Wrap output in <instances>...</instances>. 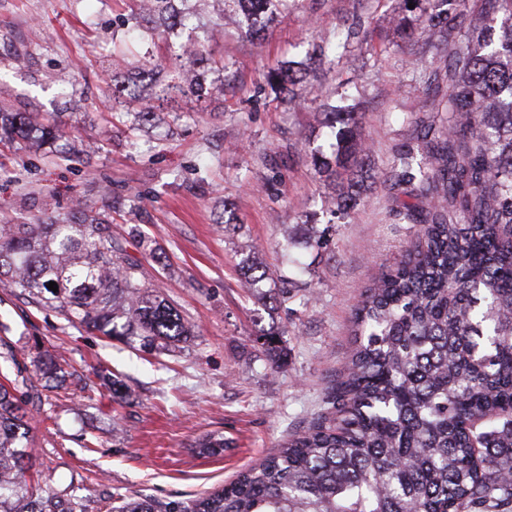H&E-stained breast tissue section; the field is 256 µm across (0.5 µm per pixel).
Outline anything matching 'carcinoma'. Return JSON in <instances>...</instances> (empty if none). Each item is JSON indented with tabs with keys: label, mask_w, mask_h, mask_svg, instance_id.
Here are the masks:
<instances>
[{
	"label": "carcinoma",
	"mask_w": 512,
	"mask_h": 512,
	"mask_svg": "<svg viewBox=\"0 0 512 512\" xmlns=\"http://www.w3.org/2000/svg\"><path fill=\"white\" fill-rule=\"evenodd\" d=\"M137 0V27L174 30L190 13L176 2ZM415 1L427 25L398 21L409 38L449 33L451 47L425 73L449 82L421 144L402 146L389 170L392 187L409 186L426 205L404 203L400 224L416 227L418 244L386 270L354 310V348L325 408L302 433L230 485L180 512H509L512 507V0H480L467 26L440 28L446 7L467 0ZM220 22L232 19L253 39L288 0H215ZM178 82L157 86L158 65L138 70L126 99L163 101L171 93L201 99L211 68L203 44L187 42ZM309 75L303 61L270 69L272 90L292 99ZM328 152L312 155L316 173L336 187L332 213L367 194L373 168L350 112L324 113ZM48 145L66 156L57 122L0 107V140ZM244 287L261 292L273 277L255 256L242 268ZM55 282L58 291L47 285ZM0 287L56 306L104 336L137 338L144 348L190 341L191 326L140 283L137 265L99 218L77 209L67 220L0 225ZM284 331L272 325L256 342L273 363L287 355ZM0 512H86L80 499L34 494L27 471V403L40 398L12 346L0 336ZM44 387L65 381L54 357L36 361ZM199 454L224 452L209 433ZM113 512H174L147 498Z\"/></svg>",
	"instance_id": "cac0c4a2"
}]
</instances>
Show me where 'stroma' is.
<instances>
[{
  "label": "stroma",
  "mask_w": 512,
  "mask_h": 512,
  "mask_svg": "<svg viewBox=\"0 0 512 512\" xmlns=\"http://www.w3.org/2000/svg\"><path fill=\"white\" fill-rule=\"evenodd\" d=\"M396 12V0H288L260 41L226 26L206 51L231 82L148 121L136 118L139 104H113L112 42L132 25L127 0H0V104L54 114L70 134L64 158L0 143V224L66 218L82 205L194 331L175 351L150 352L0 288V324L21 367L48 352L71 373L28 407L26 476L43 495L82 497L88 512L129 497L183 506L235 481L320 414L354 345L357 301L416 241L393 215L406 196L392 189L388 163L448 92L444 82L428 91L412 82V60H432L443 45L402 39ZM336 32L348 34L346 46L309 76L303 97L275 96L265 73ZM174 41L142 33L122 72L158 63L176 73ZM341 99L356 107L377 177L368 202L334 219V189L311 154L328 140L325 105ZM310 225L325 233L323 247L305 244ZM288 230L297 243L286 251ZM250 245L270 274L293 282L269 313L241 286ZM272 323L287 330L277 368L254 340ZM115 376L127 398L113 397ZM211 431L229 448L197 457L192 442Z\"/></svg>",
  "instance_id": "35a3bbf8"
}]
</instances>
